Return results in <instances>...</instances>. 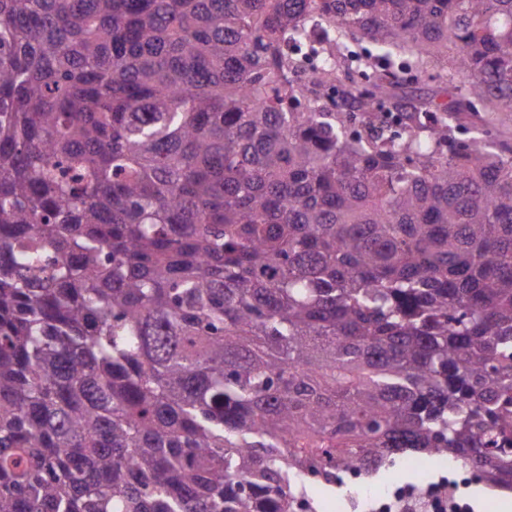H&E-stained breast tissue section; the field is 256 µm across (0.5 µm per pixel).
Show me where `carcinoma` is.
Masks as SVG:
<instances>
[{
	"instance_id": "carcinoma-1",
	"label": "carcinoma",
	"mask_w": 512,
	"mask_h": 512,
	"mask_svg": "<svg viewBox=\"0 0 512 512\" xmlns=\"http://www.w3.org/2000/svg\"><path fill=\"white\" fill-rule=\"evenodd\" d=\"M400 66L458 99L392 111ZM476 103L512 112V0H0V512H296L412 451L512 490Z\"/></svg>"
}]
</instances>
